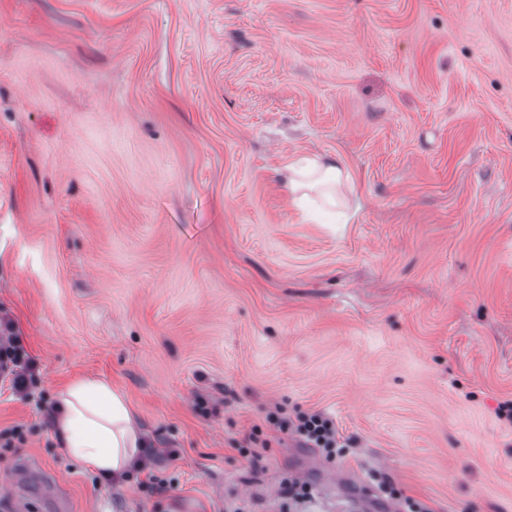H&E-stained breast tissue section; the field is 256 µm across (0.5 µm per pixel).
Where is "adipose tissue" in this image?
I'll list each match as a JSON object with an SVG mask.
<instances>
[{
    "instance_id": "adipose-tissue-1",
    "label": "adipose tissue",
    "mask_w": 512,
    "mask_h": 512,
    "mask_svg": "<svg viewBox=\"0 0 512 512\" xmlns=\"http://www.w3.org/2000/svg\"><path fill=\"white\" fill-rule=\"evenodd\" d=\"M292 199L303 201L316 192L323 205L338 204L345 180L338 158H300L279 170ZM54 429L69 456L100 473L127 471L144 448L123 395L105 382L83 379L63 388L53 412Z\"/></svg>"
}]
</instances>
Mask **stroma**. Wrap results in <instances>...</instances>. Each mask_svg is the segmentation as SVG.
<instances>
[{"instance_id":"obj_1","label":"stroma","mask_w":512,"mask_h":512,"mask_svg":"<svg viewBox=\"0 0 512 512\" xmlns=\"http://www.w3.org/2000/svg\"><path fill=\"white\" fill-rule=\"evenodd\" d=\"M303 155L341 160L345 223L280 184ZM1 315L37 362L36 402L0 389L20 512H398L373 469L512 512V0H0ZM83 378L151 473L69 457ZM279 406L333 419L342 475Z\"/></svg>"}]
</instances>
